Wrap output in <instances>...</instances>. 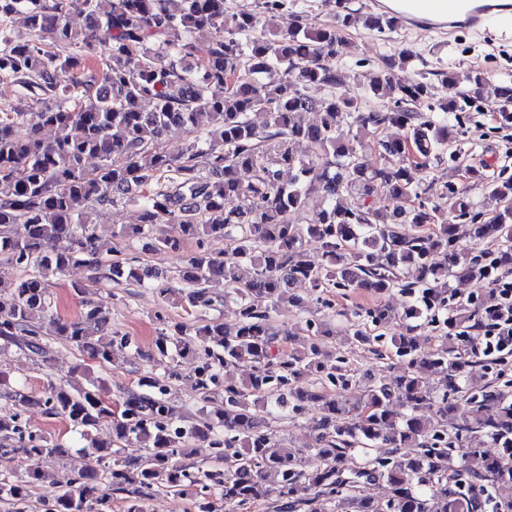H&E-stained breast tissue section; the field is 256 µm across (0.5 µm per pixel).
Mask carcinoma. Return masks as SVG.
Segmentation results:
<instances>
[{"mask_svg": "<svg viewBox=\"0 0 512 512\" xmlns=\"http://www.w3.org/2000/svg\"><path fill=\"white\" fill-rule=\"evenodd\" d=\"M287 2L258 0L255 13H230L224 0H0V78L20 86L19 103L0 107V256L25 272L9 291L0 290V340L37 365L48 362L57 342L101 366L124 355L131 340L105 331L102 304L83 302L73 319L53 313L49 277L81 264L102 278L157 283L161 294L172 292L166 275L138 257H102L85 219L96 208L137 202L140 223L121 227L119 236L150 238L155 252H180L185 241H197L178 274L196 320L171 323L157 313L163 328L155 354L194 357L199 403H223L215 414L202 409L185 419L165 399L179 377L175 370L142 375L137 388L121 392L118 414L112 400L74 376L48 379L38 395L15 391L13 402L62 419L89 444L86 464L64 482L48 484L45 473L30 470L0 478L8 512H29L45 483L43 512H112L118 494L123 512H147L154 492L193 487L200 489L197 512H216L205 494L211 487L224 512L263 500L277 502V512H325L316 508L319 501L331 512H512V467L502 464L512 457V394L491 384L471 395L464 422L449 402L465 393L472 370L486 367L484 358L496 355L502 375L512 357L511 346L493 349L486 337L471 335L501 316L493 281L512 267V178L488 184L503 210L483 223L475 222L477 204L455 183L433 200L421 180L432 161L446 155L456 162L448 150L452 118L485 94L512 103V87L487 84L474 72L461 79L444 72L448 85L465 83L473 91L433 103L427 78L394 82L392 71L413 58L402 50L352 94L345 89L349 75L321 58L343 55L345 28H392L398 20L360 15L339 0V10L316 29L297 22L286 32L255 36ZM73 10L87 20L81 34L70 26ZM21 12L30 27L25 39L12 30ZM198 30L212 34L199 56L190 39ZM55 42L77 51L61 60L51 51ZM312 85L329 92L313 98ZM368 97L388 98L393 108L365 112ZM251 112H265L270 121L258 128ZM302 112L318 113L319 122H301ZM175 126L202 129L179 156L160 149ZM46 127L60 135L43 140ZM390 128L391 138L378 141L382 162L366 163L355 143ZM410 146L418 159L407 156ZM89 158L97 159L91 168ZM311 191L321 193L324 205L301 224L295 218ZM355 195L401 206H353ZM467 216L468 224L454 222ZM160 224L171 231L154 235ZM408 224L416 235L405 232ZM224 237L238 246L203 249L204 240ZM485 239L496 250L474 253L469 242ZM310 241L321 250L318 266L308 259ZM48 242L55 244L50 255L43 253ZM452 279L485 289L450 307ZM297 285L310 293L396 290L407 298L406 310L401 315L387 303L338 310L341 327L308 319L305 341L293 333L282 339L272 314L303 306ZM221 303L235 318L205 319ZM425 325L439 335L423 352L415 333ZM338 335L373 352L388 338L400 374L350 373L345 357L327 348ZM239 364L249 366L248 379L224 381V367ZM433 375L438 382L430 381ZM353 383L362 384L353 402L330 394ZM311 414L314 443L304 454L272 429ZM103 421L111 422L112 437L96 441L91 432ZM198 442L210 448L212 466L192 473L181 459ZM487 442L499 454L481 451ZM0 453L55 460L66 449L5 410ZM379 482L390 486L387 498L358 494L361 485ZM301 485L313 496H296Z\"/></svg>", "mask_w": 512, "mask_h": 512, "instance_id": "obj_1", "label": "carcinoma"}]
</instances>
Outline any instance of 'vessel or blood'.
<instances>
[{
	"label": "vessel or blood",
	"mask_w": 512,
	"mask_h": 512,
	"mask_svg": "<svg viewBox=\"0 0 512 512\" xmlns=\"http://www.w3.org/2000/svg\"><path fill=\"white\" fill-rule=\"evenodd\" d=\"M378 7L403 23L448 32L479 33L491 25L512 26V0H379Z\"/></svg>",
	"instance_id": "1"
}]
</instances>
